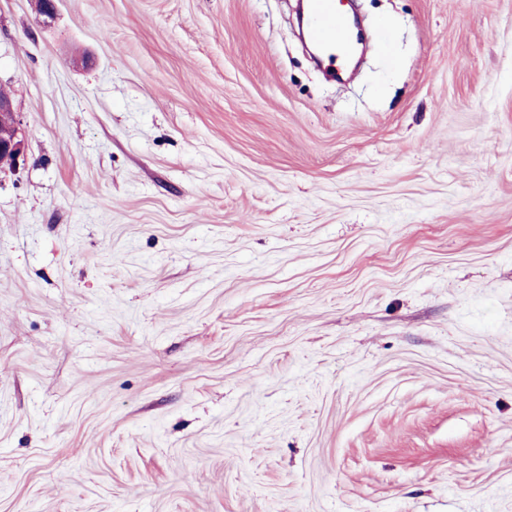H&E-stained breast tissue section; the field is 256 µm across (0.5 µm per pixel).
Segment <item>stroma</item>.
I'll use <instances>...</instances> for the list:
<instances>
[{"mask_svg": "<svg viewBox=\"0 0 512 512\" xmlns=\"http://www.w3.org/2000/svg\"><path fill=\"white\" fill-rule=\"evenodd\" d=\"M0 0V512H512V0ZM339 0H307L305 31L330 67L345 64V55L353 39L347 17L340 10ZM6 95L0 90V158H3L2 163L7 162L8 172H15L24 161L25 143L17 112H14L10 96Z\"/></svg>", "mask_w": 512, "mask_h": 512, "instance_id": "1", "label": "stroma"}]
</instances>
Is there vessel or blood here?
Wrapping results in <instances>:
<instances>
[{
  "label": "vessel or blood",
  "instance_id": "b4317fda",
  "mask_svg": "<svg viewBox=\"0 0 512 512\" xmlns=\"http://www.w3.org/2000/svg\"><path fill=\"white\" fill-rule=\"evenodd\" d=\"M305 31L329 66L345 63L353 31L338 0H306Z\"/></svg>",
  "mask_w": 512,
  "mask_h": 512
}]
</instances>
